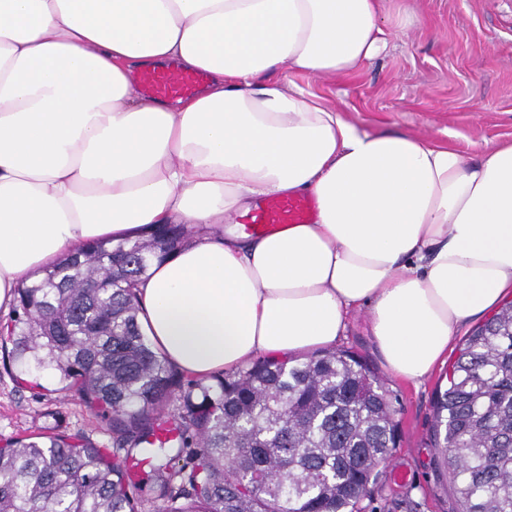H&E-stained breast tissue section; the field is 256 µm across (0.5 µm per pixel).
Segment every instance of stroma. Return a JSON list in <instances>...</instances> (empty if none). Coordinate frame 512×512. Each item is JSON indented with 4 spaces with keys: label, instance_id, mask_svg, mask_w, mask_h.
Instances as JSON below:
<instances>
[{
    "label": "stroma",
    "instance_id": "obj_1",
    "mask_svg": "<svg viewBox=\"0 0 512 512\" xmlns=\"http://www.w3.org/2000/svg\"><path fill=\"white\" fill-rule=\"evenodd\" d=\"M388 49L356 74L299 78L300 86L346 109L368 132L405 130L479 158L512 140V0H391ZM338 348L359 354L383 380L399 440L379 466L364 512H458L432 435V402L445 368L422 383L397 378L378 356L363 316ZM33 433L82 436L112 453V433L74 396L18 387L0 359V439Z\"/></svg>",
    "mask_w": 512,
    "mask_h": 512
}]
</instances>
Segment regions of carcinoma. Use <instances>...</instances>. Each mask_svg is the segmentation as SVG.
<instances>
[{
	"label": "carcinoma",
	"mask_w": 512,
	"mask_h": 512,
	"mask_svg": "<svg viewBox=\"0 0 512 512\" xmlns=\"http://www.w3.org/2000/svg\"><path fill=\"white\" fill-rule=\"evenodd\" d=\"M157 231L91 244L17 290L0 347L107 417L115 453L66 436L5 440L0 512H141L128 474L138 454L156 512H362L397 441L384 382L338 349L182 383L141 327L135 287L198 230ZM175 395L181 412L163 415ZM432 421L458 512H512V303L466 336ZM182 455L190 468L173 465Z\"/></svg>",
	"instance_id": "carcinoma-1"
}]
</instances>
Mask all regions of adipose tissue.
<instances>
[{
    "mask_svg": "<svg viewBox=\"0 0 512 512\" xmlns=\"http://www.w3.org/2000/svg\"><path fill=\"white\" fill-rule=\"evenodd\" d=\"M385 0H0V308L63 255L158 224L206 228L154 263L139 319L205 379L329 348L357 313L397 376L422 381L512 297V140L479 160L368 133L296 76L344 77L387 48ZM209 80L141 97L135 75ZM307 194L312 223L236 215ZM206 77L207 74L203 71H184L175 67L145 71L138 75V84L146 93L157 98L137 91L144 97L154 99L185 97L193 94Z\"/></svg>",
    "mask_w": 512,
    "mask_h": 512,
    "instance_id": "adipose-tissue-1",
    "label": "adipose tissue"
}]
</instances>
